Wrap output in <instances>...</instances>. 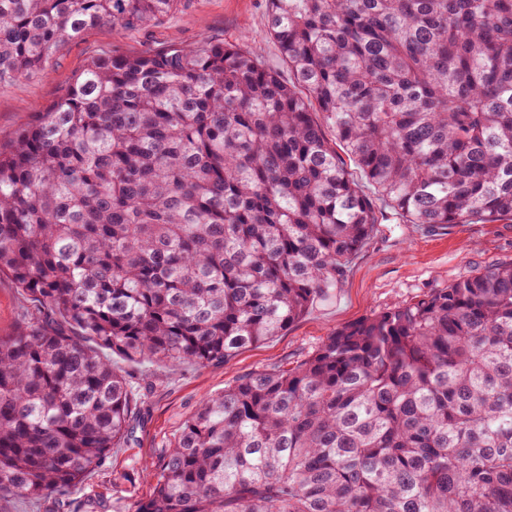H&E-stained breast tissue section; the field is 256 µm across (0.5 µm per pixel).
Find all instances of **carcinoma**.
Masks as SVG:
<instances>
[{
    "label": "carcinoma",
    "instance_id": "1",
    "mask_svg": "<svg viewBox=\"0 0 512 512\" xmlns=\"http://www.w3.org/2000/svg\"><path fill=\"white\" fill-rule=\"evenodd\" d=\"M269 2L295 83L244 42L98 57L0 147V275L33 303L0 336V495L72 491L128 443L101 351L207 367L280 335L343 286L376 201L512 223V0ZM177 3L0 0V86ZM131 512H512V263L206 399Z\"/></svg>",
    "mask_w": 512,
    "mask_h": 512
}]
</instances>
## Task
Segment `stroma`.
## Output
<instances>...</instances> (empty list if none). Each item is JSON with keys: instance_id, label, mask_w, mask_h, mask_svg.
Listing matches in <instances>:
<instances>
[{"instance_id": "35a3bbf8", "label": "stroma", "mask_w": 512, "mask_h": 512, "mask_svg": "<svg viewBox=\"0 0 512 512\" xmlns=\"http://www.w3.org/2000/svg\"><path fill=\"white\" fill-rule=\"evenodd\" d=\"M269 0H180L160 21L133 29L109 25L87 30L63 45L48 70L0 88V142L37 120L47 106L93 58L135 55L169 44L190 45L207 38L245 42L283 81L292 75L269 35ZM512 262V224H457L430 232L388 216L378 234L353 259L335 298L319 301L280 336L242 349L221 366L113 364L133 377V440L111 449L102 467L91 472L76 500H91L94 512H129L149 496L148 470L158 468L185 420L203 400L242 376L290 367L309 357L336 330L401 305L415 295L445 286L468 271Z\"/></svg>"}]
</instances>
